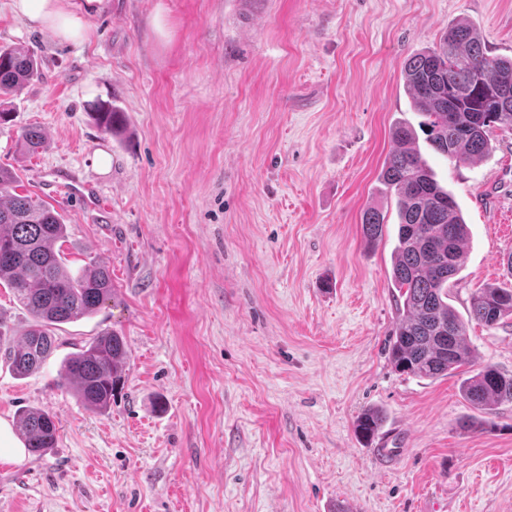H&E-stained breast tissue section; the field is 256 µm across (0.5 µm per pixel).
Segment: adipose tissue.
<instances>
[{
	"mask_svg": "<svg viewBox=\"0 0 512 512\" xmlns=\"http://www.w3.org/2000/svg\"><path fill=\"white\" fill-rule=\"evenodd\" d=\"M110 6L111 0H11V9L17 17L66 42L85 40L89 17Z\"/></svg>",
	"mask_w": 512,
	"mask_h": 512,
	"instance_id": "adipose-tissue-1",
	"label": "adipose tissue"
}]
</instances>
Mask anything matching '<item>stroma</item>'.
Listing matches in <instances>:
<instances>
[{
  "mask_svg": "<svg viewBox=\"0 0 512 512\" xmlns=\"http://www.w3.org/2000/svg\"><path fill=\"white\" fill-rule=\"evenodd\" d=\"M459 22L512 57V0H112L80 44L0 0V46L30 47L41 72L0 95V167L61 215L69 269L106 266L114 287L59 325L38 371L0 356V419L58 427L54 448L0 467V512H512V403L459 431L460 376H409L388 354L398 215L380 173L392 127L422 120L402 70ZM98 100L123 112L116 133ZM27 127L44 148L22 149ZM492 144L460 166L420 146L470 230L449 292L462 316L475 289L512 287V131ZM370 207L386 217L374 247ZM112 329L127 378L92 413L55 380ZM468 340L512 373L511 317ZM368 409L384 416L370 444Z\"/></svg>",
  "mask_w": 512,
  "mask_h": 512,
  "instance_id": "35a3bbf8",
  "label": "stroma"
}]
</instances>
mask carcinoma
<instances>
[{"mask_svg": "<svg viewBox=\"0 0 512 512\" xmlns=\"http://www.w3.org/2000/svg\"><path fill=\"white\" fill-rule=\"evenodd\" d=\"M38 61L26 46L0 47V94L23 90L38 78ZM404 84L424 121L420 130L435 152L461 165L482 159L493 150L494 130H512V58L490 56L473 29L457 23L438 47L411 55L404 67ZM96 119L106 132L119 124L120 112L96 107ZM397 143L382 172L398 208V244L394 251L392 284L403 299L401 318L389 350L395 368L419 378L465 373L461 389L472 408L486 413L512 403V375L493 366L474 368V353L466 323L448 304V289L465 261L469 228L453 196L434 179L416 147L417 133L407 123L395 126ZM29 151L42 147L39 130L21 132ZM14 174L0 168V284L11 289L32 317L22 341L0 349L14 373L25 376L41 368L54 350L53 328L98 311L112 300L108 269L94 267L72 275L56 244L65 225L58 213L29 195L10 192ZM384 215L369 208L362 215L365 239H382ZM512 316V289L484 286L470 298L468 320L487 328ZM128 351L114 330L95 337L66 359L61 385L75 389L86 410L103 412L125 382ZM382 425L381 415L367 410L355 428L370 439ZM18 427L28 450L54 446V417L31 410Z\"/></svg>", "mask_w": 512, "mask_h": 512, "instance_id": "carcinoma-1", "label": "carcinoma"}]
</instances>
